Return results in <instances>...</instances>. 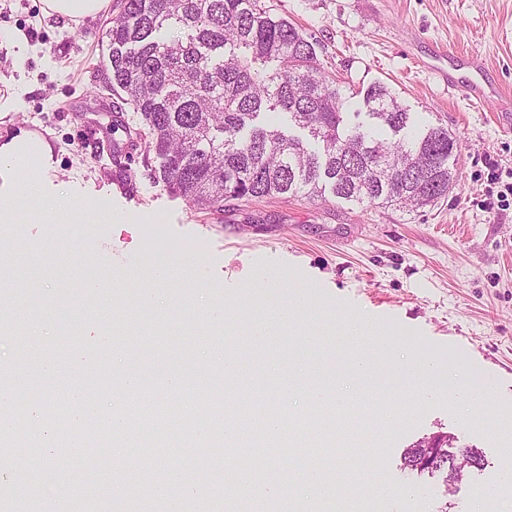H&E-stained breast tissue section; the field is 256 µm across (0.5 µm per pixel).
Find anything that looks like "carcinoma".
Returning <instances> with one entry per match:
<instances>
[{
	"instance_id": "obj_1",
	"label": "carcinoma",
	"mask_w": 512,
	"mask_h": 512,
	"mask_svg": "<svg viewBox=\"0 0 512 512\" xmlns=\"http://www.w3.org/2000/svg\"><path fill=\"white\" fill-rule=\"evenodd\" d=\"M108 40L109 86L139 117L127 139L144 142L159 180L196 206L329 192L413 212L458 180L448 127L415 128L380 82L364 91L365 112L348 113L315 43L264 0H120ZM266 112L305 137L262 125ZM458 455L481 465L476 448L429 460L421 443L404 465L446 474Z\"/></svg>"
}]
</instances>
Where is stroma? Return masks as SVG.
<instances>
[{
    "mask_svg": "<svg viewBox=\"0 0 512 512\" xmlns=\"http://www.w3.org/2000/svg\"><path fill=\"white\" fill-rule=\"evenodd\" d=\"M265 2L312 36L340 89L384 83L420 124L447 126L459 173L447 198L413 213L331 196L235 201L221 214L195 208L154 179L143 146L128 145L112 127L138 120L104 89L100 61L114 5L75 23L45 15L41 0H0V134L23 127L49 143L53 166H29L28 175L45 196L63 190L71 201L64 223L35 218L17 201L15 174L0 170V199L16 213L15 223H0V242L22 241L41 259L27 267L24 296L0 294V316L15 330L0 344V366L13 368L16 341L37 329L43 342L31 353L33 373L54 364L58 384L104 379L105 409L120 370L154 384L183 376L174 401L187 411L220 391L236 401L264 387L266 398L251 400L254 411L273 404L288 422L326 417L345 449L358 447L353 431L368 420L372 468L351 465L339 476L319 459L300 468L266 455L263 442L262 466L248 467L229 452L210 456L205 430L187 447L169 435L151 458L95 453L104 468L89 485L52 431L37 446L39 469L29 468L26 448L0 460V499L22 494L29 512H54L43 490L62 484L76 512H128L139 482L152 489L149 512H188L201 490L257 480L262 501L294 512H512V206H490L486 180L492 165L512 175V133L499 126L498 100L473 104L429 67L439 52L475 56L512 94V0ZM89 134L100 153L85 150ZM154 222L160 249L204 262L196 287L174 299L158 290L157 307L146 311L121 275L149 252L141 230ZM269 280L274 288L253 291ZM300 294L308 304L290 332L253 336L255 321L273 320ZM227 296L234 305L213 322ZM419 340L429 356L419 355ZM218 343L236 364L238 391H225L210 361ZM358 352L396 391L363 392L339 378ZM290 374L305 384L286 398L277 381ZM437 434L483 455L452 488L442 474L403 466L407 448ZM308 469L324 474L330 499H314Z\"/></svg>",
    "mask_w": 512,
    "mask_h": 512,
    "instance_id": "stroma-1",
    "label": "stroma"
}]
</instances>
